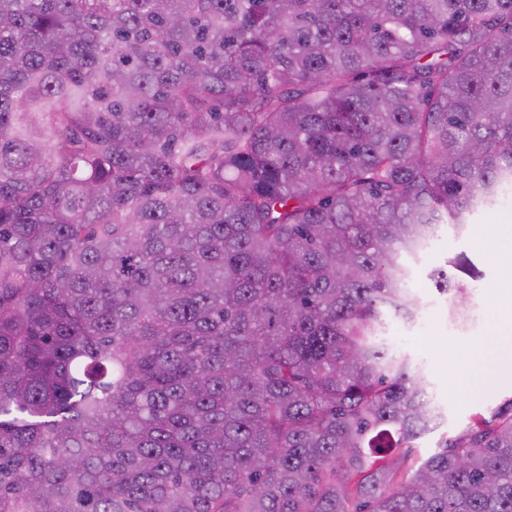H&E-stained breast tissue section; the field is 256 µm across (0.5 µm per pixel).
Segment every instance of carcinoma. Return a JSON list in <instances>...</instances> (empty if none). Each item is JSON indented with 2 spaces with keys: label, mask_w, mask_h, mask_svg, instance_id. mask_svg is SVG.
I'll return each mask as SVG.
<instances>
[{
  "label": "carcinoma",
  "mask_w": 512,
  "mask_h": 512,
  "mask_svg": "<svg viewBox=\"0 0 512 512\" xmlns=\"http://www.w3.org/2000/svg\"><path fill=\"white\" fill-rule=\"evenodd\" d=\"M505 185L512 0H0V512H512L386 335Z\"/></svg>",
  "instance_id": "obj_1"
}]
</instances>
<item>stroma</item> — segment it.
<instances>
[{
    "mask_svg": "<svg viewBox=\"0 0 512 512\" xmlns=\"http://www.w3.org/2000/svg\"><path fill=\"white\" fill-rule=\"evenodd\" d=\"M512 225V189L498 202L474 212L467 224L441 227L439 233L417 257L408 259L410 286L420 298L419 324L389 323L394 348L411 354L420 363L434 405L442 419L434 430L414 443L412 455L424 460L434 454L440 441L461 432L473 415L491 417L512 407V377L502 376L498 366L487 364L473 369L469 351L483 342L499 321L501 312L491 291L501 264L512 257V239L505 227ZM467 255L482 271L476 288L470 289L463 317L451 316L446 295L440 294L429 272L444 266L446 259ZM478 372L481 385L459 389L450 384L449 372Z\"/></svg>",
    "mask_w": 512,
    "mask_h": 512,
    "instance_id": "obj_1",
    "label": "stroma"
}]
</instances>
